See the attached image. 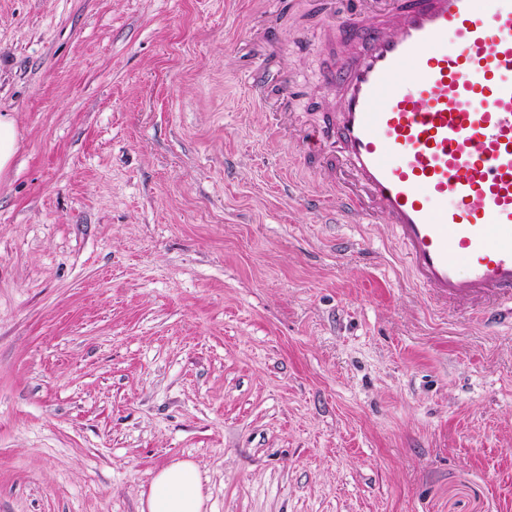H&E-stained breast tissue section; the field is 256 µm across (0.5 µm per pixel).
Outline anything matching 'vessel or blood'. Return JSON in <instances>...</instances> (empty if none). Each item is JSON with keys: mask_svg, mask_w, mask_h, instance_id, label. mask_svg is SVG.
Here are the masks:
<instances>
[{"mask_svg": "<svg viewBox=\"0 0 512 512\" xmlns=\"http://www.w3.org/2000/svg\"><path fill=\"white\" fill-rule=\"evenodd\" d=\"M323 75L336 105L307 137L341 162L337 222L390 224L442 302L512 317V0H381Z\"/></svg>", "mask_w": 512, "mask_h": 512, "instance_id": "vessel-or-blood-1", "label": "vessel or blood"}]
</instances>
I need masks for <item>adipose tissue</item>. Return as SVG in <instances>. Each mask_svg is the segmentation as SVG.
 <instances>
[{
    "instance_id": "1",
    "label": "adipose tissue",
    "mask_w": 512,
    "mask_h": 512,
    "mask_svg": "<svg viewBox=\"0 0 512 512\" xmlns=\"http://www.w3.org/2000/svg\"><path fill=\"white\" fill-rule=\"evenodd\" d=\"M201 472L194 462H173L152 478L142 512H205Z\"/></svg>"
}]
</instances>
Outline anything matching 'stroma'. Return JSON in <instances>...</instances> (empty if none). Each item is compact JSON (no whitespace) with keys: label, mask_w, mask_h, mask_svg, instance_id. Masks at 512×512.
I'll return each instance as SVG.
<instances>
[{"label":"stroma","mask_w":512,"mask_h":512,"mask_svg":"<svg viewBox=\"0 0 512 512\" xmlns=\"http://www.w3.org/2000/svg\"><path fill=\"white\" fill-rule=\"evenodd\" d=\"M332 0H0V512H512V322L293 151ZM18 150V133L15 120L8 115H0V174L11 164ZM203 479L192 461L173 462L152 478L148 492H142V512H205L207 496Z\"/></svg>","instance_id":"stroma-1"}]
</instances>
